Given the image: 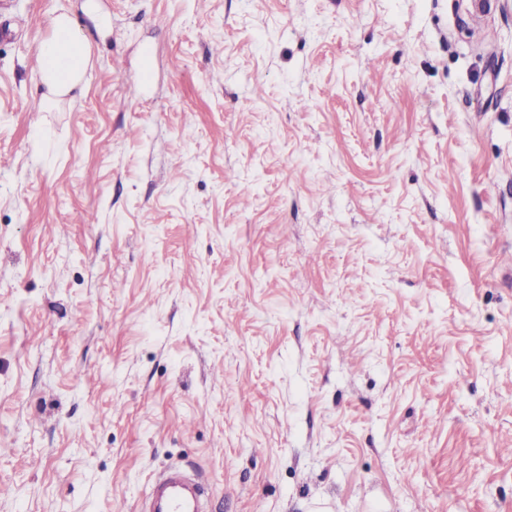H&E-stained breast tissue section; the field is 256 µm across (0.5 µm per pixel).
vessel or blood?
Here are the masks:
<instances>
[{"label":"vessel or blood","mask_w":512,"mask_h":512,"mask_svg":"<svg viewBox=\"0 0 512 512\" xmlns=\"http://www.w3.org/2000/svg\"><path fill=\"white\" fill-rule=\"evenodd\" d=\"M142 512H206V491L187 471L173 467L153 481Z\"/></svg>","instance_id":"obj_1"}]
</instances>
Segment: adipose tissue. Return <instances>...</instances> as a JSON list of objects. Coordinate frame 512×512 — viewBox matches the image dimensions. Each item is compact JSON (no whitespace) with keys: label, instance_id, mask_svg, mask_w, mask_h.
Wrapping results in <instances>:
<instances>
[{"label":"adipose tissue","instance_id":"obj_1","mask_svg":"<svg viewBox=\"0 0 512 512\" xmlns=\"http://www.w3.org/2000/svg\"><path fill=\"white\" fill-rule=\"evenodd\" d=\"M53 34L43 42L41 80L48 93L55 96L70 94L79 89L87 64V50L82 34L67 14L56 15L52 21Z\"/></svg>","mask_w":512,"mask_h":512}]
</instances>
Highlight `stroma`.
Wrapping results in <instances>:
<instances>
[{
  "instance_id": "obj_1",
  "label": "stroma",
  "mask_w": 512,
  "mask_h": 512,
  "mask_svg": "<svg viewBox=\"0 0 512 512\" xmlns=\"http://www.w3.org/2000/svg\"><path fill=\"white\" fill-rule=\"evenodd\" d=\"M468 10L0 9V512L171 466L209 512H512V0ZM53 34L43 42L41 80L48 93L55 96L79 90L87 64V50L82 34L73 19L60 13L51 20Z\"/></svg>"
}]
</instances>
